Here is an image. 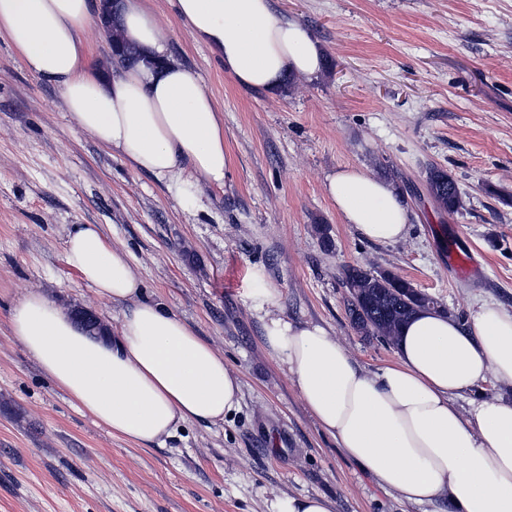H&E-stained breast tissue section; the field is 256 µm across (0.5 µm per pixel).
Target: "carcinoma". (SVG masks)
Wrapping results in <instances>:
<instances>
[{
	"mask_svg": "<svg viewBox=\"0 0 512 512\" xmlns=\"http://www.w3.org/2000/svg\"><path fill=\"white\" fill-rule=\"evenodd\" d=\"M430 196L446 212L463 208V198L454 177L447 171L432 167L427 172ZM342 281L348 290L347 309L353 327L366 336L388 341L397 336L407 319L420 308L430 306L414 285L389 270H368L363 266L343 268Z\"/></svg>",
	"mask_w": 512,
	"mask_h": 512,
	"instance_id": "cac0c4a2",
	"label": "carcinoma"
}]
</instances>
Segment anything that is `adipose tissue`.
Wrapping results in <instances>:
<instances>
[{
    "mask_svg": "<svg viewBox=\"0 0 512 512\" xmlns=\"http://www.w3.org/2000/svg\"><path fill=\"white\" fill-rule=\"evenodd\" d=\"M194 40L224 61L244 89L284 90L318 79L324 56L301 22L274 0H176ZM114 33L132 58L91 63L85 33ZM0 38L41 81L58 87L77 127L197 208L198 183L220 188L230 158L224 117L200 73L171 52L141 0H0ZM325 190L344 223L372 242L408 232L398 187L347 166ZM65 261L81 283L119 308L116 325L86 329L39 290L8 315L11 335L79 410L117 438L164 443L187 424L221 426L241 384L223 353L163 302L146 296L129 254L97 224L69 231ZM262 340L283 364L315 422L382 489L437 512H512V398L456 400L487 378L512 387V313L480 305L468 318L421 309L394 340V358L371 372L321 325L277 312L259 289Z\"/></svg>",
    "mask_w": 512,
    "mask_h": 512,
    "instance_id": "adipose-tissue-1",
    "label": "adipose tissue"
}]
</instances>
